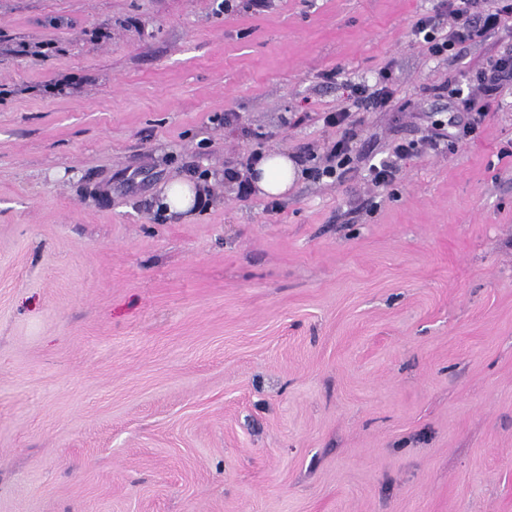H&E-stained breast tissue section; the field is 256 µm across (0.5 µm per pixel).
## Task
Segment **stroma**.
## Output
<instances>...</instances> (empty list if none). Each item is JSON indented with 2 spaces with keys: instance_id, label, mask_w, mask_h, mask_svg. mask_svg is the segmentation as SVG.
<instances>
[{
  "instance_id": "35a3bbf8",
  "label": "stroma",
  "mask_w": 512,
  "mask_h": 512,
  "mask_svg": "<svg viewBox=\"0 0 512 512\" xmlns=\"http://www.w3.org/2000/svg\"><path fill=\"white\" fill-rule=\"evenodd\" d=\"M218 2L0 0V512H512V94L368 171L512 36L436 61L438 0ZM271 150L302 175L240 200ZM181 178L206 210H162ZM389 85V69H380L373 85L355 83L349 86V97L369 108L382 109L389 106L392 92ZM347 131V128H345L340 137L327 143L326 159L327 162L331 164L323 167L321 172L318 173L319 177L325 176L328 178H339L340 175H342V173L345 171V167H347L351 159L350 154L353 151L350 137ZM338 170L339 172L337 174ZM414 151V146L411 144L405 145V144H398L394 148V152L391 157H393V160L388 162L380 163L379 166L373 164L370 166V171L373 174V181L375 184L378 185H384L389 182H391L396 172L398 171L397 168V160H404L408 156L412 155Z\"/></svg>"
}]
</instances>
